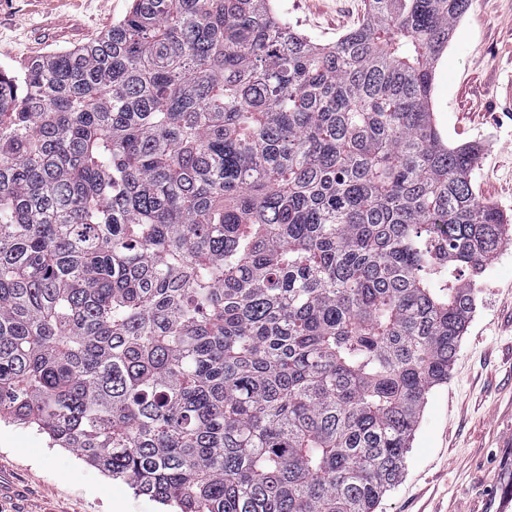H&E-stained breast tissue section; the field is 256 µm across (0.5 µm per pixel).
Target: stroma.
I'll return each instance as SVG.
<instances>
[{
    "label": "stroma",
    "instance_id": "35a3bbf8",
    "mask_svg": "<svg viewBox=\"0 0 512 512\" xmlns=\"http://www.w3.org/2000/svg\"><path fill=\"white\" fill-rule=\"evenodd\" d=\"M131 0H0V66L82 46ZM331 43L361 23L363 0H277ZM512 0H472L435 67L433 110L449 143L474 141L477 198L512 216ZM447 383L428 396L405 470L377 512H488L512 487V231L475 288ZM0 512H164L46 435L0 422Z\"/></svg>",
    "mask_w": 512,
    "mask_h": 512
}]
</instances>
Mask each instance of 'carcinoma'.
<instances>
[{"label": "carcinoma", "mask_w": 512, "mask_h": 512, "mask_svg": "<svg viewBox=\"0 0 512 512\" xmlns=\"http://www.w3.org/2000/svg\"><path fill=\"white\" fill-rule=\"evenodd\" d=\"M472 0H132L0 68V420L179 512H376L502 211L436 121ZM288 20L305 34L321 43L336 41L361 23L365 16L364 0H276Z\"/></svg>", "instance_id": "carcinoma-1"}]
</instances>
